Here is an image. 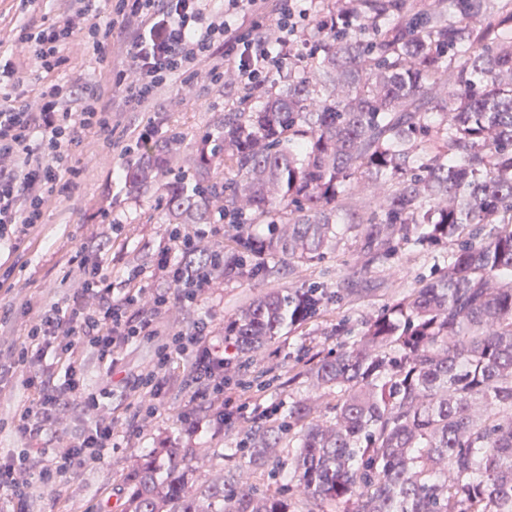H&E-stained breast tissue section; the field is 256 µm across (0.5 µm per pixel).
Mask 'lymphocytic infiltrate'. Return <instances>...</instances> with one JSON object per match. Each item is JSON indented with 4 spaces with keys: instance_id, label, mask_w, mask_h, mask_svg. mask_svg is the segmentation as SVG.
<instances>
[{
    "instance_id": "f902f5d3",
    "label": "lymphocytic infiltrate",
    "mask_w": 512,
    "mask_h": 512,
    "mask_svg": "<svg viewBox=\"0 0 512 512\" xmlns=\"http://www.w3.org/2000/svg\"><path fill=\"white\" fill-rule=\"evenodd\" d=\"M75 2L52 24L21 32L17 43L47 76L72 41H83L102 61L112 44H123L125 64L106 74L122 96L111 102L101 86L76 81L0 102V245L12 253L26 248L32 231L45 224L52 200L73 187L80 169L70 148L85 132L111 135L118 113L137 112L141 119L122 156L174 142L148 114L160 107L162 88L177 80L203 81L252 94L305 47L308 12L301 0H224L220 9L212 0H115L105 27L99 22L102 0ZM117 231L108 223L80 238L62 278L65 296L39 308L21 342L0 348V391L16 378L29 392L0 415V429L22 442L0 454V500L9 512H26L34 484L51 487L87 460L103 457L121 432L142 431L167 395L173 359L182 360L195 385L178 415L181 447H194L219 429L227 409L245 420L252 414L250 399L224 375V345L214 338L209 318H199L186 332L163 335L156 326L223 287V225L205 224L191 233L181 224L166 225V243L150 266L126 267L118 282L104 259ZM152 340L159 343L153 362L135 376H122L124 355ZM89 356L102 369L95 389L84 383ZM126 400L138 403L129 418L115 409ZM72 410L84 415L86 425L59 454L55 446Z\"/></svg>"
}]
</instances>
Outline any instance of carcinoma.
I'll use <instances>...</instances> for the list:
<instances>
[{
  "label": "carcinoma",
  "mask_w": 512,
  "mask_h": 512,
  "mask_svg": "<svg viewBox=\"0 0 512 512\" xmlns=\"http://www.w3.org/2000/svg\"><path fill=\"white\" fill-rule=\"evenodd\" d=\"M306 40L287 84L195 145L192 183L165 180L149 149L131 176L167 224L211 223L218 195L240 226L224 280L268 289L224 323L231 357L362 298L277 285L280 265L310 266L349 234L364 270L451 243L448 267L292 366L321 393L246 424L227 451L247 470L197 484L193 450L172 448L129 468L122 512H512V229L484 232L512 224V0H325ZM287 433L288 495L255 491L243 475Z\"/></svg>",
  "instance_id": "carcinoma-1"
}]
</instances>
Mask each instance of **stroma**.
<instances>
[{
  "instance_id": "stroma-1",
  "label": "stroma",
  "mask_w": 512,
  "mask_h": 512,
  "mask_svg": "<svg viewBox=\"0 0 512 512\" xmlns=\"http://www.w3.org/2000/svg\"><path fill=\"white\" fill-rule=\"evenodd\" d=\"M67 0H0V55L17 51L13 37L23 23L41 22L42 18H57ZM99 65L83 45L72 44L64 52V60L53 78L67 83L75 77L92 81L99 78ZM242 96L229 91L220 83H198L174 91L157 113L162 130L176 132L180 141L171 145L174 161L170 175H189L187 160L195 142L205 133L216 131L225 112L239 107ZM72 152L80 161L82 172L78 185L63 202L51 204L47 222L35 231L29 247L14 254L13 293L0 294V313L10 312L11 318L0 327V338L21 341L31 321L20 309L23 301L33 306L56 300L65 290L61 279L75 254L77 238L102 220L103 213L120 220L122 236L113 246L109 257L113 277H120L130 263L149 265L153 253L164 245L162 223L164 212L157 198L135 191L124 179L116 177L121 160L117 151L102 137L87 134ZM315 281L328 287L351 282L354 287L367 289L368 298L355 307L333 305L330 319L347 320L352 330H359L367 317L391 303L395 289L414 286L419 277L434 271L430 251L417 248L399 253L382 272L362 271L357 248L352 238H345L338 250L315 266ZM264 289L257 280H233L213 290L197 305L179 311L172 327L186 330L198 317L212 319L215 336H223L224 322L233 316L251 297ZM321 321H314L304 330L286 333L273 340L263 351L247 361L241 370L243 381L266 382V402L287 413L292 403L311 393V385L302 379H290L291 365L309 352L324 350L335 344ZM191 394L179 371H172L170 390L159 405L155 418L138 437L119 438L118 445L109 449L104 458L86 462L76 474L60 478L51 488L35 489L27 505L28 512H120L119 504L127 489L121 478L141 457L151 454L152 436L167 433L171 438L181 434L177 415ZM233 431L217 432L204 437L196 448L199 480H206L222 469L243 467L241 456L225 459L221 448L236 442Z\"/></svg>"
}]
</instances>
